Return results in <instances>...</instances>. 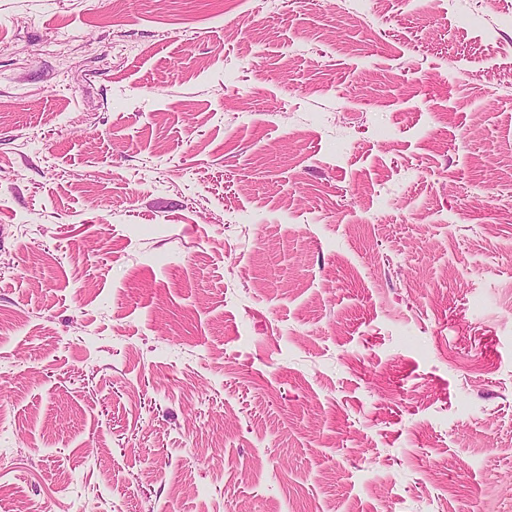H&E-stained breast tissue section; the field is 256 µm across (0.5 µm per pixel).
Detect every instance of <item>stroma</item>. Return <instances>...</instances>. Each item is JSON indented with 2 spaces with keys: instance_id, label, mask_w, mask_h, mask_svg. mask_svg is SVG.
Listing matches in <instances>:
<instances>
[{
  "instance_id": "1",
  "label": "stroma",
  "mask_w": 512,
  "mask_h": 512,
  "mask_svg": "<svg viewBox=\"0 0 512 512\" xmlns=\"http://www.w3.org/2000/svg\"><path fill=\"white\" fill-rule=\"evenodd\" d=\"M510 199L512 0H0V512H512Z\"/></svg>"
}]
</instances>
